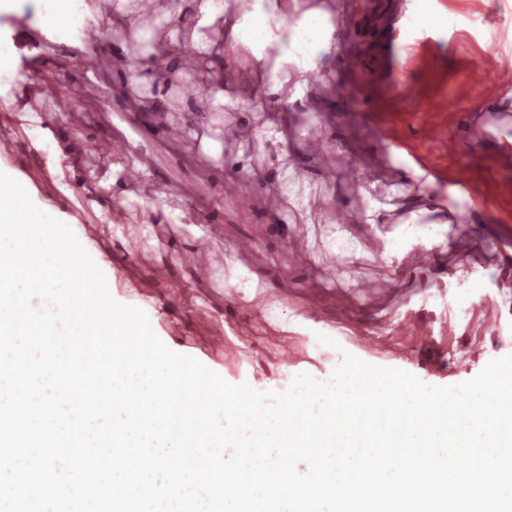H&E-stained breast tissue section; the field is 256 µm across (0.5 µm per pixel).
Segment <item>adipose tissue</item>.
I'll return each mask as SVG.
<instances>
[{
    "instance_id": "1",
    "label": "adipose tissue",
    "mask_w": 512,
    "mask_h": 512,
    "mask_svg": "<svg viewBox=\"0 0 512 512\" xmlns=\"http://www.w3.org/2000/svg\"><path fill=\"white\" fill-rule=\"evenodd\" d=\"M39 30L52 42L83 46L88 30L99 27L103 16L86 0H33ZM112 20L126 30L136 31L143 40L152 34L140 27L145 13L166 33L169 52L146 48L135 67L129 68L127 82L144 86L146 95L139 106L155 111L154 88H165L174 58L190 57L204 64L213 88L207 98L211 111H223L231 98L224 90L225 70L236 63L217 47L210 36L214 25H222L225 42L249 48V69L270 74V92L299 98L317 61L331 50V24L321 10L301 14L289 10L288 0H251L247 11L230 7L228 0H170L159 8L157 0H112Z\"/></svg>"
}]
</instances>
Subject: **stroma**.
Instances as JSON below:
<instances>
[{"instance_id": "1", "label": "stroma", "mask_w": 512, "mask_h": 512, "mask_svg": "<svg viewBox=\"0 0 512 512\" xmlns=\"http://www.w3.org/2000/svg\"><path fill=\"white\" fill-rule=\"evenodd\" d=\"M298 4L321 7L336 27V52L309 82L301 115L267 103L192 111L176 73L161 111H136L126 70L141 43L118 28L116 53L96 73L102 94L68 101L52 87L85 81L82 51L21 39L34 30L31 8L0 15L16 57L39 48L44 59L39 81L0 97V172L111 261L117 302L144 310L171 350L231 384L280 392L303 373L326 382L348 354L429 385L466 382L512 355V150L501 146L512 127L498 122L512 113V87L496 79L512 54V0ZM28 111L51 119L63 155L30 151ZM272 123L287 127V142L241 135ZM431 127L463 151H444ZM99 142L142 158L145 171L126 180ZM241 155L249 174L235 168ZM55 166L65 187L48 174ZM90 175L111 184L94 206L76 192ZM232 179L249 203H225ZM170 195L182 198V219L163 211ZM414 215L447 224L446 245L425 268L406 256L385 263L414 234ZM463 233L473 241L464 254ZM340 235L353 255L337 250ZM241 268L253 292L229 287ZM270 304L287 328L261 314Z\"/></svg>"}]
</instances>
